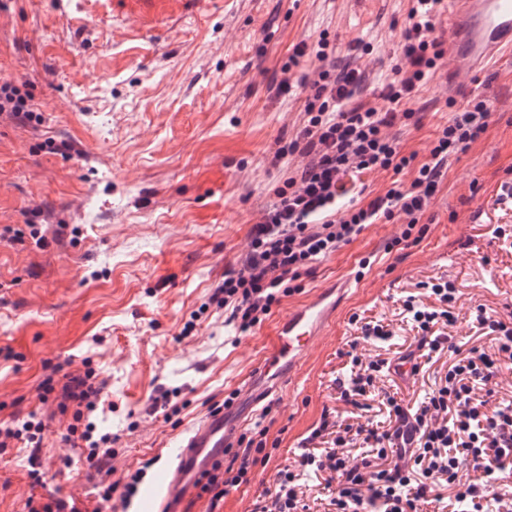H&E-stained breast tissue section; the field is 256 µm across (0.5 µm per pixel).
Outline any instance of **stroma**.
Returning a JSON list of instances; mask_svg holds the SVG:
<instances>
[{
    "label": "stroma",
    "mask_w": 512,
    "mask_h": 512,
    "mask_svg": "<svg viewBox=\"0 0 512 512\" xmlns=\"http://www.w3.org/2000/svg\"><path fill=\"white\" fill-rule=\"evenodd\" d=\"M414 0H170L153 31L124 35L129 0H0V84L28 81L37 128L0 115V419L42 415L41 484L29 475V448L0 447V512H27L29 497L52 491L82 512H137L120 498L100 501L99 478L70 434L71 416L42 401L46 366L90 362L106 382L92 420L110 433L115 477L143 470L161 480L162 458L182 433L225 395L236 393L249 418L243 433L266 430L277 444L250 484L230 490L220 512H252L275 474L295 468L323 415L358 425L380 418L355 413L337 397V379L356 371L353 355L397 359L417 329L407 297L436 305L432 284L457 288L461 350L486 346L470 312L512 311V246L493 238L512 231V205L498 201L512 170V54L475 69L440 60L421 87L420 126L391 133L416 164L429 158L452 118L451 102L484 96L486 133L449 158L418 242L403 240L406 219L369 225L354 241L318 259L299 288L242 334L228 312L208 307L226 267L238 265L250 230L276 192L307 162L281 155L304 126L318 62L301 58L309 85L275 94L274 76L296 43L327 38L337 68L360 69L359 101L378 104L401 63L402 32ZM414 167L346 183L347 200L407 188ZM39 227L45 247L11 245L6 232ZM352 279L335 328L313 342L300 370L252 406L246 379L288 315L335 282ZM191 335H183L186 322ZM392 331L373 345L366 324ZM454 356L444 351L419 375L380 377L376 389L406 404L423 400Z\"/></svg>",
    "instance_id": "stroma-1"
}]
</instances>
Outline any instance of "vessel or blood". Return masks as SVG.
<instances>
[{"mask_svg": "<svg viewBox=\"0 0 512 512\" xmlns=\"http://www.w3.org/2000/svg\"><path fill=\"white\" fill-rule=\"evenodd\" d=\"M140 2L141 9L131 11L125 18L126 28L137 34L152 28L155 18L149 7L157 0ZM450 2L448 26L464 36L463 50L453 55L458 65L472 69L490 55L512 50V0ZM333 320L332 307L326 306L320 296L296 308L253 369V377L274 382L281 379L283 372H297L305 351L318 336L325 334ZM241 425V415L228 413L227 409L207 412L171 449L164 481L148 488L142 497L143 512H175V498L193 489L205 467L223 459L225 448L236 442Z\"/></svg>", "mask_w": 512, "mask_h": 512, "instance_id": "vessel-or-blood-1", "label": "vessel or blood"}]
</instances>
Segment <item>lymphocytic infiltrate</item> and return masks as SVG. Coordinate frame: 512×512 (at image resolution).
<instances>
[{
	"instance_id": "1",
	"label": "lymphocytic infiltrate",
	"mask_w": 512,
	"mask_h": 512,
	"mask_svg": "<svg viewBox=\"0 0 512 512\" xmlns=\"http://www.w3.org/2000/svg\"><path fill=\"white\" fill-rule=\"evenodd\" d=\"M442 0H416L403 31L405 69L381 91V105L352 104L362 75L359 70L335 72L326 66L327 41L294 45L283 75L275 85L286 94L305 84L295 76L301 58L315 56L317 92L307 107L308 120L288 152L308 156L309 162L289 177L277 192L278 201L250 231V248L240 267H228L222 283L209 297L211 304L229 310L240 332H248L270 315L288 285L309 274L314 261L357 238L367 227L394 214L419 224L436 194L451 156L465 153L486 132L491 108L475 97L457 107L439 133L428 161L421 164L408 190L391 189L367 202L339 207L347 172L401 173L411 162L396 138L387 134L396 124L414 119L410 107L421 85L434 72L444 51L435 37V18ZM439 304L425 307L404 302L419 334L416 355L431 356L453 347L452 336L435 334L439 321H453L449 305L456 290L451 283L432 286ZM470 325L488 338L490 348H474L452 363L440 383L409 407L384 394L386 425L358 427L322 420L314 437L331 436L332 445L302 454L301 467L329 473L334 484L330 503L336 512H512V493L502 481L512 474V402L493 401L494 385L512 369V313L494 316L479 308ZM358 370L349 380H337L340 399L357 410L368 399L384 361L353 357ZM106 383L92 367L75 371L54 366L39 385L42 398H55L59 413H72L83 422L81 438L88 448L89 467L107 470L112 455L111 434H96L90 416L104 399ZM366 449L351 456V435ZM223 465L206 473L200 486L209 497L208 512H217L231 489L248 484L257 464L268 454L265 441L250 437L245 447L224 451ZM253 512H307L304 493L290 470L278 471L273 489L257 499Z\"/></svg>"
}]
</instances>
